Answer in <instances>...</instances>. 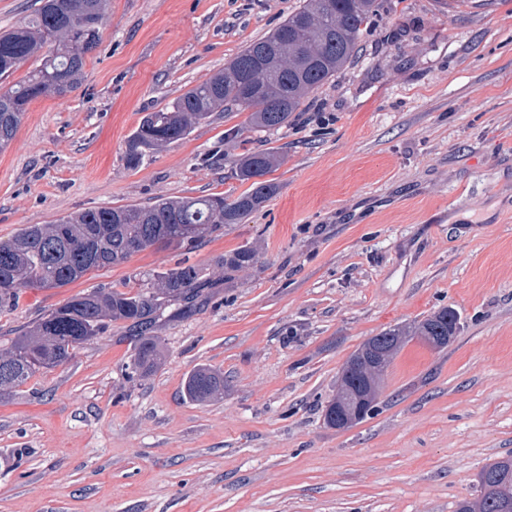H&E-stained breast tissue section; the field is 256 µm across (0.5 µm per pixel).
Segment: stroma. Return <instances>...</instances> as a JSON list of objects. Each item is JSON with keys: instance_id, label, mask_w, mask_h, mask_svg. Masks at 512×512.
Segmentation results:
<instances>
[{"instance_id": "obj_1", "label": "stroma", "mask_w": 512, "mask_h": 512, "mask_svg": "<svg viewBox=\"0 0 512 512\" xmlns=\"http://www.w3.org/2000/svg\"><path fill=\"white\" fill-rule=\"evenodd\" d=\"M299 0H111L84 79L31 102L0 150V240L27 224L161 197L233 199L244 153L274 149L262 208L193 249L156 245L0 310V349L71 296L195 264L196 312L154 329L126 379L124 323L0 399V512H456L512 457V0H382L345 69L287 127L211 113L125 159L165 108L278 27ZM247 245L258 263L225 276ZM443 348L411 339L376 410L324 418L367 339L441 309ZM224 394L183 398L199 367Z\"/></svg>"}]
</instances>
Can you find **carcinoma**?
<instances>
[{
    "label": "carcinoma",
    "instance_id": "obj_1",
    "mask_svg": "<svg viewBox=\"0 0 512 512\" xmlns=\"http://www.w3.org/2000/svg\"><path fill=\"white\" fill-rule=\"evenodd\" d=\"M107 0H42L35 20L0 34V79L37 57L38 68L10 87L0 88V150L7 147L27 110L41 96H64L84 78L85 58L97 45ZM380 0H303L268 36L248 44L224 71L196 85L171 106L141 118L127 142L126 161L139 165L147 151L187 137L194 125L224 103L251 110L250 123L264 131L278 130L305 99L356 57L365 26ZM281 162L278 152L258 150L242 156L236 174L250 188L229 201L222 194L159 198L147 206L82 210L51 224H27L0 241V310L11 307L25 288H63L93 270L126 262L154 245L193 247L231 224L241 223L274 196L277 185L264 176ZM258 261L250 247L224 255L220 264L230 274ZM207 285L204 270L182 265L152 275L126 289L79 293L44 314L31 329L0 350V396L36 373L67 363L74 350L99 336L108 323L128 324L133 343L130 374L151 370L160 349L151 329L163 310L176 302L191 304ZM457 315L445 308L418 322L380 333L388 357L410 335L422 336L436 348L455 336ZM385 366L369 358L362 345L347 360L336 397L325 420L351 419L355 393L365 390L377 401ZM224 394V374L208 368L193 371L185 396L205 402ZM480 498L459 503L457 512H512V457L485 466L479 476Z\"/></svg>",
    "mask_w": 512,
    "mask_h": 512
}]
</instances>
